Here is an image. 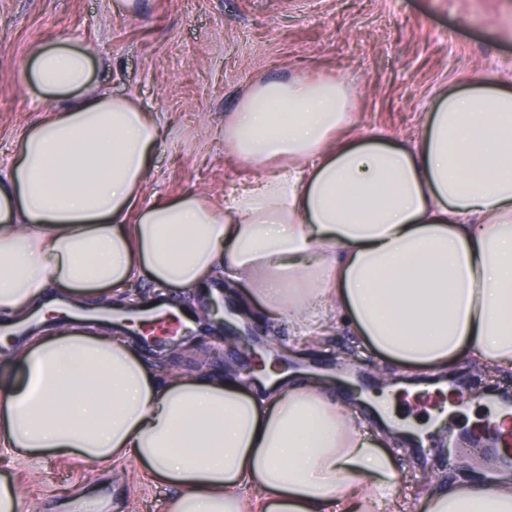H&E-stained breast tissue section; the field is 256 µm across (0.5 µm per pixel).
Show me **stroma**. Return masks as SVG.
Wrapping results in <instances>:
<instances>
[{
	"label": "stroma",
	"mask_w": 512,
	"mask_h": 512,
	"mask_svg": "<svg viewBox=\"0 0 512 512\" xmlns=\"http://www.w3.org/2000/svg\"><path fill=\"white\" fill-rule=\"evenodd\" d=\"M113 0H0V170L13 156L24 127L43 118L50 104L25 76L34 48L65 38L95 58L92 81L116 97L133 98L154 112L166 134L156 146L144 201L188 191L222 201L228 187L257 170L230 157L224 118L259 81L334 78L357 91L353 135L380 134L414 143L436 94L481 72L512 81V0H136L130 14L112 11ZM144 303L166 294L173 307L201 310L219 298L226 315L241 304L239 292L212 278L191 290L158 292L148 280L135 285ZM332 328L305 347L302 369L329 380L337 402L352 406L350 392L334 384L335 360L358 351L341 314ZM263 345H295L291 325L262 313L241 324ZM139 351L158 378L243 376L246 358L223 333L200 330L187 347ZM360 372L367 389L406 376L429 384L439 373L456 377L467 406L482 408L477 386L486 368L468 356L444 369L396 366L373 353ZM453 434L423 437L422 452L396 457L402 494L393 512H421L434 491L488 474L461 469L449 459L451 442H469L463 422ZM14 485L23 512H166L176 493L153 480L133 460L100 465L80 456L45 454L33 461L0 451V479Z\"/></svg>",
	"instance_id": "1"
}]
</instances>
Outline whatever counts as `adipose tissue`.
Returning <instances> with one entry per match:
<instances>
[{"mask_svg":"<svg viewBox=\"0 0 512 512\" xmlns=\"http://www.w3.org/2000/svg\"><path fill=\"white\" fill-rule=\"evenodd\" d=\"M87 49L57 39L29 75L56 107L0 172V317L28 323L55 288L76 302L145 279L214 275L288 319L299 341L344 314L404 367L468 353L512 367V86L474 75L442 93L412 145L347 135L339 80L259 82L224 121L239 161L275 170L224 192L141 206L162 130L91 87ZM0 389V447L144 464L168 512H392L401 478L358 412L307 371L160 381L127 340L76 324L30 337ZM425 512H512V486L457 484Z\"/></svg>","mask_w":512,"mask_h":512,"instance_id":"ef3b65f1","label":"adipose tissue"}]
</instances>
